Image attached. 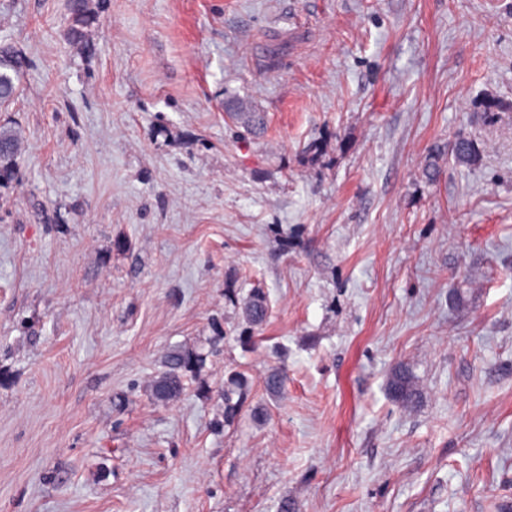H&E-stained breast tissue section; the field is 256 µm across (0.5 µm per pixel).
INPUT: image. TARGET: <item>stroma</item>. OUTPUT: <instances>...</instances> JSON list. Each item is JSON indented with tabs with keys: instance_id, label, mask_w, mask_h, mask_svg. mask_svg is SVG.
Masks as SVG:
<instances>
[{
	"instance_id": "stroma-1",
	"label": "stroma",
	"mask_w": 512,
	"mask_h": 512,
	"mask_svg": "<svg viewBox=\"0 0 512 512\" xmlns=\"http://www.w3.org/2000/svg\"><path fill=\"white\" fill-rule=\"evenodd\" d=\"M89 9L0 0V512H512V0ZM71 26L70 36L80 41L84 37V28L90 23L88 0H71L70 6ZM21 61L9 46H0V107L6 111L18 98ZM17 152V140L11 129L0 126V178L8 174ZM207 354L202 347H183L170 352L165 370L150 384V395L158 403L174 402L183 392L185 381L205 364ZM388 390L392 398L403 408H413L418 403L420 393L414 376L404 366L396 367L388 379ZM247 390V380L240 374L229 375L224 382V418L229 420L234 416L238 406L243 401ZM233 395L238 396V401L233 403Z\"/></svg>"
}]
</instances>
